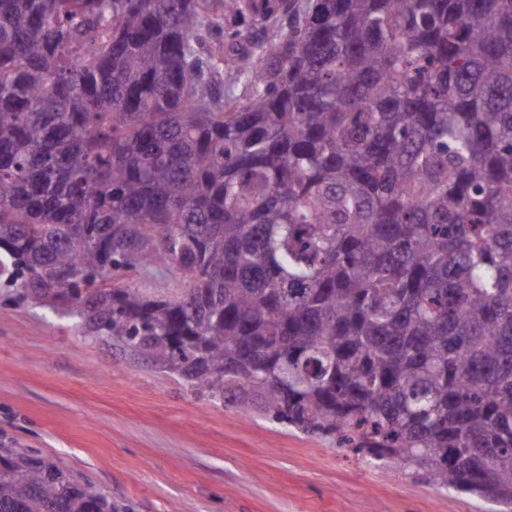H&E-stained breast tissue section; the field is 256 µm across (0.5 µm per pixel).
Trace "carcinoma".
<instances>
[{
    "instance_id": "1",
    "label": "carcinoma",
    "mask_w": 512,
    "mask_h": 512,
    "mask_svg": "<svg viewBox=\"0 0 512 512\" xmlns=\"http://www.w3.org/2000/svg\"><path fill=\"white\" fill-rule=\"evenodd\" d=\"M0 250L211 397L512 512V0H0ZM156 264L177 295L94 287ZM0 512L112 500L0 448Z\"/></svg>"
}]
</instances>
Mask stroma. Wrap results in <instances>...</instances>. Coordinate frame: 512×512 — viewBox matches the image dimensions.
Returning a JSON list of instances; mask_svg holds the SVG:
<instances>
[{
    "mask_svg": "<svg viewBox=\"0 0 512 512\" xmlns=\"http://www.w3.org/2000/svg\"><path fill=\"white\" fill-rule=\"evenodd\" d=\"M157 294L163 265L122 275ZM0 448H23L109 497L116 512H492L401 461L343 451L260 401L212 400L147 355L0 281Z\"/></svg>",
    "mask_w": 512,
    "mask_h": 512,
    "instance_id": "obj_1",
    "label": "stroma"
}]
</instances>
